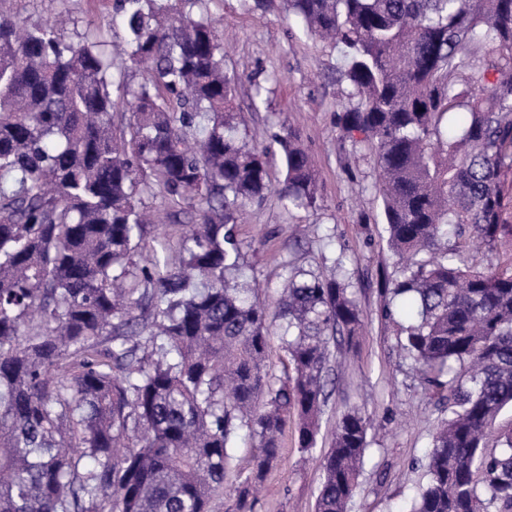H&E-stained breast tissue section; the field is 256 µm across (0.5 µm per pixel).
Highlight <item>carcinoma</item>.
<instances>
[{
  "label": "carcinoma",
  "instance_id": "1",
  "mask_svg": "<svg viewBox=\"0 0 512 512\" xmlns=\"http://www.w3.org/2000/svg\"><path fill=\"white\" fill-rule=\"evenodd\" d=\"M202 0H117L132 84L95 31L0 15V512H211L279 460L293 423L315 446L330 338L365 318L336 276H289L274 312L242 279V208L313 207L318 175L284 129L240 135L220 34ZM340 44L343 136L374 151L384 231L401 261L381 317L447 412L408 512H512V0H284ZM132 113L114 126L112 88ZM281 162L273 186L269 168ZM187 225L142 266L144 195ZM279 321L292 374L268 372ZM369 418L337 421L315 512H347ZM257 454L258 448H255V443L253 441L246 439L239 444L237 452V467L235 471L228 476L229 480L227 485L229 487L224 489L223 494H220L215 498L216 504L219 507L216 512H235L233 510L235 508L236 493L232 489L237 484H233L232 488L230 485L232 484V481L234 483V480L238 476L240 479H244L250 473L255 465Z\"/></svg>",
  "mask_w": 512,
  "mask_h": 512
}]
</instances>
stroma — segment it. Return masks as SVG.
Instances as JSON below:
<instances>
[{"label":"stroma","instance_id":"35a3bbf8","mask_svg":"<svg viewBox=\"0 0 512 512\" xmlns=\"http://www.w3.org/2000/svg\"><path fill=\"white\" fill-rule=\"evenodd\" d=\"M113 0H0V8L35 23L65 16L63 35L78 40L93 29L108 43L124 39L110 25ZM222 20L225 66L243 76L236 90L239 130L249 143L265 146L282 127L296 131L319 174L315 207L287 208L276 196L250 207L238 225L243 276L257 284L261 300L275 307L291 270L306 278L336 271L358 300L365 332L350 345L332 348L329 398L316 445L302 450L286 430L279 465L269 470L252 500V512H314L322 481V459L337 420L347 410H365L369 431L366 464L349 512H403L424 481L420 465L444 416L420 373L400 351L393 328L381 320L385 303L381 273L398 274L399 264L383 238V205L372 151L343 138L336 114L346 102L338 81L341 46L308 36L288 19L281 4L264 9L254 0H205ZM263 102L252 108L254 83Z\"/></svg>","mask_w":512,"mask_h":512}]
</instances>
